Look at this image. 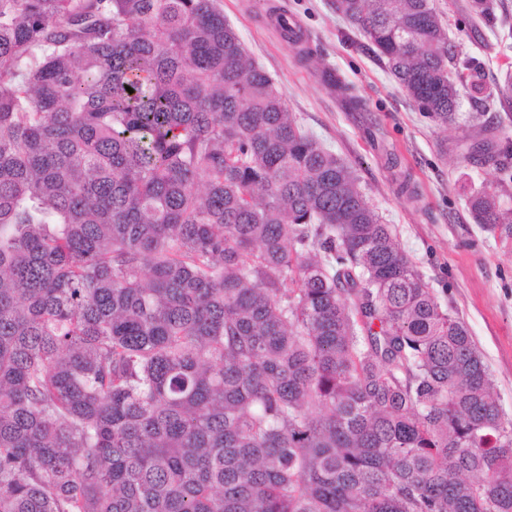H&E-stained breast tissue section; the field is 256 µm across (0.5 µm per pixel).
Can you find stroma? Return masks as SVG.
<instances>
[{
    "instance_id": "1",
    "label": "stroma",
    "mask_w": 512,
    "mask_h": 512,
    "mask_svg": "<svg viewBox=\"0 0 512 512\" xmlns=\"http://www.w3.org/2000/svg\"><path fill=\"white\" fill-rule=\"evenodd\" d=\"M225 17L251 59L276 81L290 112L324 147L351 165L384 223L395 225L402 251L440 302L458 314L478 344L497 384L505 418L512 419V239L504 229L475 223L470 191L496 186L501 174L467 162L459 142L474 146L484 132L512 134L497 102L462 99L456 123L443 126L418 111L363 38L336 15L332 0H220ZM460 60L477 58L490 74L512 67V49L490 28L469 19L468 0H435ZM283 13L301 34L293 44L274 24ZM317 57L363 99L349 109L299 57ZM418 188L419 202L400 191Z\"/></svg>"
}]
</instances>
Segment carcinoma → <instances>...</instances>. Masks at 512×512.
<instances>
[{"instance_id": "cac0c4a2", "label": "carcinoma", "mask_w": 512, "mask_h": 512, "mask_svg": "<svg viewBox=\"0 0 512 512\" xmlns=\"http://www.w3.org/2000/svg\"><path fill=\"white\" fill-rule=\"evenodd\" d=\"M333 7L434 121H512L434 0ZM0 512H512L467 324L219 0H0Z\"/></svg>"}]
</instances>
